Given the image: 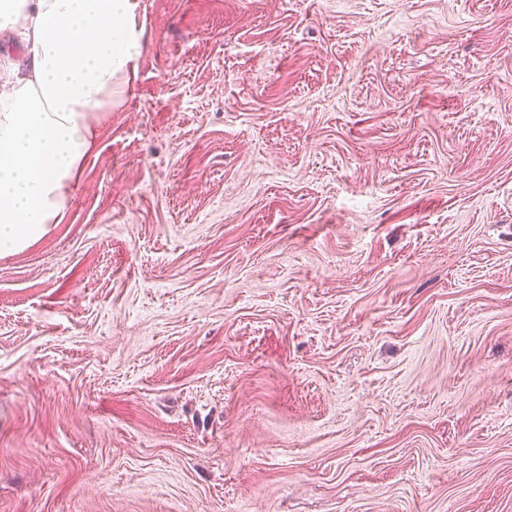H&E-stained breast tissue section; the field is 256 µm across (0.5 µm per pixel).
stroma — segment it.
I'll use <instances>...</instances> for the list:
<instances>
[{"mask_svg": "<svg viewBox=\"0 0 512 512\" xmlns=\"http://www.w3.org/2000/svg\"><path fill=\"white\" fill-rule=\"evenodd\" d=\"M142 6L0 259V512H512V0Z\"/></svg>", "mask_w": 512, "mask_h": 512, "instance_id": "obj_1", "label": "stroma"}]
</instances>
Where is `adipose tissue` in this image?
Returning a JSON list of instances; mask_svg holds the SVG:
<instances>
[{
    "instance_id": "ef3b65f1",
    "label": "adipose tissue",
    "mask_w": 512,
    "mask_h": 512,
    "mask_svg": "<svg viewBox=\"0 0 512 512\" xmlns=\"http://www.w3.org/2000/svg\"><path fill=\"white\" fill-rule=\"evenodd\" d=\"M141 0H0L24 67L0 75V258L61 223L98 127L143 49Z\"/></svg>"
}]
</instances>
